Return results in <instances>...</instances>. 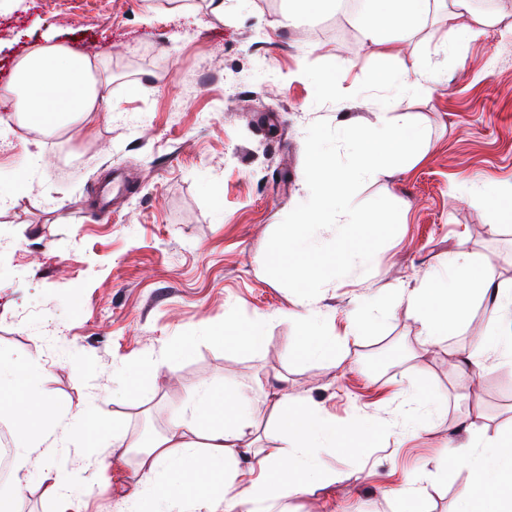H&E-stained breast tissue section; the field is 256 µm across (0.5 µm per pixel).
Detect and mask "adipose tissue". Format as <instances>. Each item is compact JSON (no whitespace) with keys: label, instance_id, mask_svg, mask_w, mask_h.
<instances>
[{"label":"adipose tissue","instance_id":"obj_1","mask_svg":"<svg viewBox=\"0 0 512 512\" xmlns=\"http://www.w3.org/2000/svg\"><path fill=\"white\" fill-rule=\"evenodd\" d=\"M432 0H364L356 18L364 43L395 48L406 41L416 24L431 8ZM449 44L474 37L487 26L476 15L471 0H448ZM104 59L72 51L61 45L44 46L15 59L12 74L0 85V104L10 106V117L21 127L53 134L71 127L96 125L105 115ZM448 278H434L415 288L401 289L395 299L408 318L420 327L421 343L435 346L447 335L450 319L466 317L474 299L495 290L496 329L482 344L467 351L464 359L479 363L490 353L512 367V283L493 285L487 264L469 254L448 259ZM212 341L241 349L259 348L265 338L263 320H232L210 334ZM43 367L36 362L0 368V406L14 419L15 445L20 456L37 450L93 448L104 440L113 447H128L126 432L113 426L104 434L97 411L89 405L70 413L69 436L54 437L52 429L60 417L47 397L24 400L23 390L38 388ZM278 418L282 443L257 447L252 399L237 389L232 399L219 401L213 387L195 388L178 409L175 430L152 438L138 456L139 481L128 500L134 512H271L287 505L290 498L311 491L315 482H331L322 470L318 449L336 444L363 447L379 433L381 421L354 418L337 426L318 406L303 398L280 401ZM255 458L261 475L245 481L240 464ZM446 468L467 467L470 482L459 494L463 512H512V426L494 436H472L445 461ZM165 479L168 490L152 496L157 479Z\"/></svg>","mask_w":512,"mask_h":512}]
</instances>
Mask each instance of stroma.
Listing matches in <instances>:
<instances>
[{
  "label": "stroma",
  "instance_id": "stroma-1",
  "mask_svg": "<svg viewBox=\"0 0 512 512\" xmlns=\"http://www.w3.org/2000/svg\"><path fill=\"white\" fill-rule=\"evenodd\" d=\"M495 16L478 37L446 45L447 11L433 9L399 51L365 45L340 4L297 16L294 0H0V83L33 49L94 46L112 66H129L106 88L107 117L95 127L43 136L15 129L0 152V188L23 191L0 209V362L38 360L41 387L60 412L99 405L104 426L129 438L174 425L177 407L200 383L233 396L252 385L261 445L282 396H304L344 422L359 415L385 429L363 448H324L330 485L291 500L293 512H398L404 476L424 478L419 512H456L467 468H441L468 432L512 423V369L487 363L466 376L448 363L484 335L492 303L475 299L465 321L423 350L419 325L403 313L364 321L391 306L398 289L445 271L465 252L489 263L494 282L512 281V222L484 186L512 188V0H472ZM427 65L433 79L400 93L379 79ZM335 75L327 93L317 75ZM389 105H382V98ZM405 116L423 124L416 158L369 178L356 202L382 195L400 207L397 234L370 270L327 283L304 300L266 274L262 259L285 216L307 200L305 132L326 120L340 128ZM114 181L109 217L100 187ZM339 337L342 361L300 360L290 348L307 311ZM266 319L261 348L210 342L225 320ZM165 358L163 388L149 376L114 386L124 363ZM262 387H254V378ZM54 456L34 453L18 512H54L40 477ZM75 512H128L136 480L129 449L71 455Z\"/></svg>",
  "mask_w": 512,
  "mask_h": 512
}]
</instances>
